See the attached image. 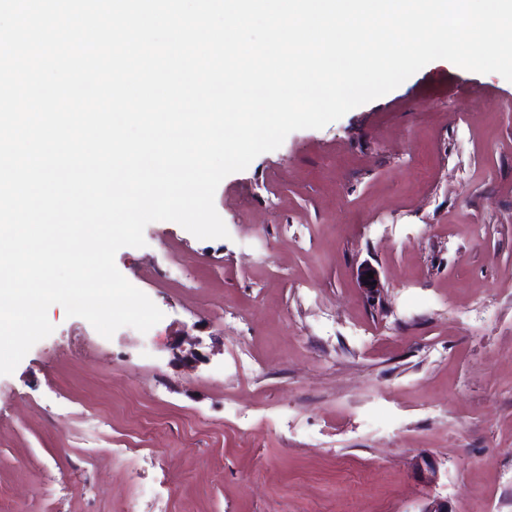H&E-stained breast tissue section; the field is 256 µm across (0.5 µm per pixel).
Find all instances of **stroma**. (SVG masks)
I'll return each instance as SVG.
<instances>
[{
  "instance_id": "35a3bbf8",
  "label": "stroma",
  "mask_w": 512,
  "mask_h": 512,
  "mask_svg": "<svg viewBox=\"0 0 512 512\" xmlns=\"http://www.w3.org/2000/svg\"><path fill=\"white\" fill-rule=\"evenodd\" d=\"M512 82L446 60L115 256L163 312L0 375L10 512H512ZM375 267L368 295L356 272ZM194 346L196 367L174 357ZM438 478L428 481V468Z\"/></svg>"
}]
</instances>
